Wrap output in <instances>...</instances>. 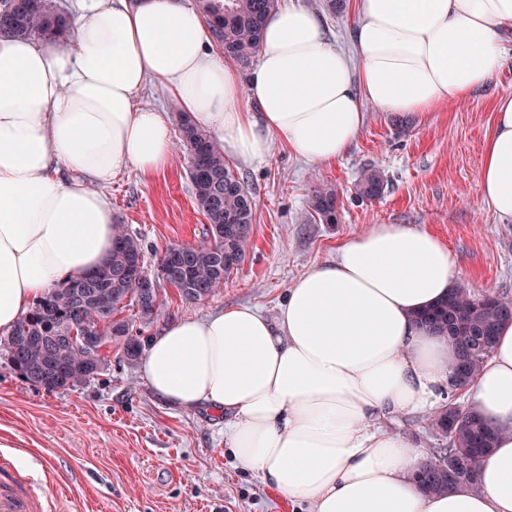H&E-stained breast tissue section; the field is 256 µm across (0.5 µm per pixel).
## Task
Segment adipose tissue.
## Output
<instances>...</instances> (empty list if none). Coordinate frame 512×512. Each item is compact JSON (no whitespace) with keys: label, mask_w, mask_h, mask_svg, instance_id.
I'll use <instances>...</instances> for the list:
<instances>
[{"label":"adipose tissue","mask_w":512,"mask_h":512,"mask_svg":"<svg viewBox=\"0 0 512 512\" xmlns=\"http://www.w3.org/2000/svg\"><path fill=\"white\" fill-rule=\"evenodd\" d=\"M353 3L352 52L314 13L281 7L245 75L212 52L203 17L181 0H79L71 46L0 38V331L110 261L116 224L101 186L170 165L164 114L135 102L149 79L236 160L264 161L277 142L324 165L356 140L366 106L423 116L466 102L504 66L512 0ZM493 112L479 190L512 220V94ZM458 276L442 239L376 224L297 278L275 317L237 305L169 319L142 371L170 406L224 414L237 462L308 512H512V321L465 388L499 430L477 489L419 491L422 448L382 425L435 411L450 346L413 314Z\"/></svg>","instance_id":"obj_1"}]
</instances>
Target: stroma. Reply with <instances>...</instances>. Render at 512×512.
Here are the masks:
<instances>
[{"instance_id":"stroma-1","label":"stroma","mask_w":512,"mask_h":512,"mask_svg":"<svg viewBox=\"0 0 512 512\" xmlns=\"http://www.w3.org/2000/svg\"><path fill=\"white\" fill-rule=\"evenodd\" d=\"M294 2L318 13L324 35L349 49L352 6L331 14L319 0ZM495 91L512 93V79H494L465 103L409 117L403 128L392 114L366 106L360 134L331 166L280 146L263 163L233 162L257 200L245 260L223 288L198 301L163 287L171 316L202 318L235 305L275 316L298 277L374 224L431 231L456 257L461 285L512 297V221L490 210L477 188ZM187 165L179 148L162 173L123 170L102 188L117 223L141 239L147 267L168 246L206 240ZM369 168L382 172L386 187L380 199L363 201L355 186ZM322 183L336 189L337 223H322L308 206ZM103 355L95 379L54 392L25 382L0 357V444L21 473L53 471L48 488L59 512H301L225 452L223 416L164 404L140 362L116 347Z\"/></svg>"}]
</instances>
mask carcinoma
<instances>
[{"label": "carcinoma", "instance_id": "1", "mask_svg": "<svg viewBox=\"0 0 512 512\" xmlns=\"http://www.w3.org/2000/svg\"><path fill=\"white\" fill-rule=\"evenodd\" d=\"M278 0H197L213 38L224 55L243 67L258 52L266 17ZM21 39H71L66 11L59 0H0V36ZM176 121L189 165L195 203L208 221V237L198 245H175L164 250L154 272L146 270L157 288L144 293L123 275L133 259L145 262L138 237L119 226L112 259L101 269L52 289L33 304L4 336L0 354L26 382L48 391L71 389L95 378L104 368L102 349L118 345L122 356L137 360L145 347L142 329L120 314L137 308L139 319L152 324L165 315L166 301L159 285L168 284L188 301L205 298L224 286V280L244 260L252 235L254 196L247 190L211 135L178 112ZM385 181L376 170L366 171L357 194L374 199ZM310 208L325 224L337 219V193L328 185L314 188ZM458 286L450 294L415 314L418 323L448 338L451 366L464 362L467 384L491 353L499 326L512 319V300ZM92 336L94 341L84 342ZM434 437L446 448H429L414 481L426 492L449 488L448 467L457 473L455 484L477 487L476 469L498 439V430L474 408L448 403L427 417ZM450 466H445V461Z\"/></svg>", "mask_w": 512, "mask_h": 512}]
</instances>
